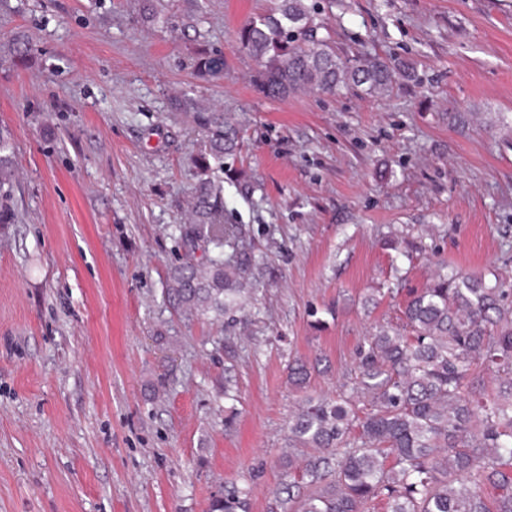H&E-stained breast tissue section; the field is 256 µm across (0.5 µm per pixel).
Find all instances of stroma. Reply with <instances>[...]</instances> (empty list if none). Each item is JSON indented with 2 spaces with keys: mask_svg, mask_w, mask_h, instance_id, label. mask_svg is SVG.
I'll list each match as a JSON object with an SVG mask.
<instances>
[{
  "mask_svg": "<svg viewBox=\"0 0 512 512\" xmlns=\"http://www.w3.org/2000/svg\"><path fill=\"white\" fill-rule=\"evenodd\" d=\"M153 4L0 0V512H209L234 486L269 512L306 454L286 446L294 359L337 395L438 264L512 280V0H319L337 54L416 78L279 100L235 47L264 0ZM217 103L243 131L225 219L267 268L244 310L189 322L164 289L202 147L189 114ZM13 153L10 138L0 131V224H11L14 221V213L2 204V199L10 195L15 180Z\"/></svg>",
  "mask_w": 512,
  "mask_h": 512,
  "instance_id": "35a3bbf8",
  "label": "stroma"
}]
</instances>
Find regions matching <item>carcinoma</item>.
<instances>
[{
	"label": "carcinoma",
	"instance_id": "1",
	"mask_svg": "<svg viewBox=\"0 0 512 512\" xmlns=\"http://www.w3.org/2000/svg\"><path fill=\"white\" fill-rule=\"evenodd\" d=\"M310 0H267L237 33V49L262 63L263 92L384 94L406 65L339 57L321 34ZM204 141L196 165L192 222L176 231L185 259L168 272L165 300L185 320L219 321L243 308L245 275L258 268L240 228L224 223V185L214 174L240 150L241 132L222 112H195ZM15 180L13 145L0 131V199ZM201 256H196V252ZM401 325L381 326L359 345L348 396H303L288 447L313 453L293 482L275 492L277 512H366L382 497L389 512H512V288L481 274L434 273L409 292ZM495 387L474 386L476 371ZM304 391L310 368H290ZM498 492L490 508L485 491ZM246 492L215 499L211 512H245Z\"/></svg>",
	"mask_w": 512,
	"mask_h": 512
}]
</instances>
